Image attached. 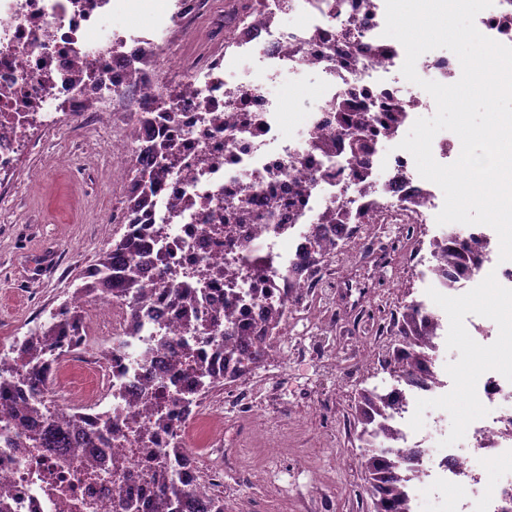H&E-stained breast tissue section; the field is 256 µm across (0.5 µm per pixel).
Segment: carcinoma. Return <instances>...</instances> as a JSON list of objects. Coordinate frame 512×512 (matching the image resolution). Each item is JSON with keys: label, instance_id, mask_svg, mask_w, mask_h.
Returning <instances> with one entry per match:
<instances>
[{"label": "carcinoma", "instance_id": "obj_1", "mask_svg": "<svg viewBox=\"0 0 512 512\" xmlns=\"http://www.w3.org/2000/svg\"><path fill=\"white\" fill-rule=\"evenodd\" d=\"M169 148H156V163L146 173L138 174L145 191L155 192L169 173L164 163ZM448 264H462L469 254L479 248V243H459L448 236V241L436 245ZM141 249L138 235L124 231L112 246L99 253L98 258L80 277L81 283L74 292L92 301L102 297L115 296L132 304L148 303L156 298L165 299L170 306L178 309L186 325L194 331L208 335L222 328L224 322L215 316L199 323V310L195 300L196 289L186 284L174 287L170 284L161 288H150L143 279V272L135 259ZM82 308L74 307L62 313L52 312L46 322L16 344L12 357L0 358V413H8L15 407L14 395L19 387L26 386L35 391L48 382V356L55 351L64 329L75 331L82 323ZM397 327L400 343L388 352V360L382 368L394 380L410 379L422 370L428 350L432 348L435 322L425 317L419 305L411 303L399 309L398 318L393 320ZM271 343L266 336H237L224 345V361L231 370L228 377L243 373L242 366L258 367L268 360ZM400 410V404L388 394L386 388L375 386L364 389L358 395L352 413L353 424L361 426V434H376L385 441L395 437L387 419ZM112 432V417L103 413L96 418L95 427L90 428L84 421L67 416L60 417L47 430H37L28 437L22 447L47 448L68 458H80L91 468H96L93 453L98 436ZM402 457L377 458L369 453L364 455V467L371 484L378 479L385 481L382 495L373 496V512H412L408 490L401 473ZM155 486L153 512H224V497L213 494L205 502L198 503L180 486L178 474L168 463L163 462L151 473Z\"/></svg>", "mask_w": 512, "mask_h": 512}]
</instances>
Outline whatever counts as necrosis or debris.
<instances>
[{
    "mask_svg": "<svg viewBox=\"0 0 512 512\" xmlns=\"http://www.w3.org/2000/svg\"><path fill=\"white\" fill-rule=\"evenodd\" d=\"M139 0H0V199L15 186L24 153L56 129L60 115L79 126L102 113H132L131 124L101 146L113 158L112 183L136 191L135 172L150 169L157 144L177 163L138 213L121 209L114 223L142 231V262H162L170 283H191L204 315L228 316L236 335L271 333L266 311L283 306L336 329V310L363 311L387 268L418 263L422 225L444 201L420 177L398 144L434 100L401 73L405 50L383 36L385 0H176L158 25L199 36L190 51L172 52L168 68L186 79L171 86L144 51L155 35L132 30L122 15ZM485 36L512 46V0H494L475 18ZM418 75L442 84L461 75L456 55H421ZM321 87L312 105L285 131L272 85L289 79ZM168 119L144 125L157 96ZM457 241L478 240L467 271L431 258L430 283L457 299L469 297L479 273L494 282L490 300L512 307V261H500L499 240L485 225H463ZM364 266L365 279L337 275V264ZM78 334L63 332L39 397L15 396L16 413L0 415V501L9 512H116L133 498L151 512V472L179 449L178 479L205 499L224 483L213 449L224 445V411L237 408L253 427L257 393L224 386V337L205 348L216 387L197 386L184 372L182 343L192 336L176 309L159 301L131 309L122 300L83 303ZM468 335L492 363L467 384L478 414L466 445L415 428L420 402L441 424L459 383L440 358L454 341L446 329L433 350L430 375L396 384L406 408L394 420L410 497L437 483L461 489L452 512H503L512 494V336L479 323ZM171 413L168 429L149 428L143 402ZM112 412L105 447L109 477H87L16 441L75 411L87 418Z\"/></svg>",
    "mask_w": 512,
    "mask_h": 512,
    "instance_id": "necrosis-or-debris-1",
    "label": "necrosis or debris"
}]
</instances>
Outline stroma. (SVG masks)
Listing matches in <instances>:
<instances>
[{
    "instance_id": "35a3bbf8",
    "label": "stroma",
    "mask_w": 512,
    "mask_h": 512,
    "mask_svg": "<svg viewBox=\"0 0 512 512\" xmlns=\"http://www.w3.org/2000/svg\"><path fill=\"white\" fill-rule=\"evenodd\" d=\"M111 155L87 140L60 131L56 140L24 158L23 168L39 179L24 183L10 212L0 215V336L28 334L73 291L79 276L120 236L112 212L123 196L113 185ZM395 286H384L393 308L423 300L450 322L494 321L498 308L479 300L461 308L446 293L425 287L413 268L397 264ZM391 336H364L361 343L342 336L309 333L305 354H289L278 385L280 411L266 413L255 436L236 426L224 428V454L241 456L243 466L224 473V512L246 504L250 512H369L364 450L343 424L356 393L388 377L375 362L377 351L394 344ZM334 346L343 365L335 375L322 367L313 347ZM325 392L336 400V414L324 423L313 402ZM296 420L287 430L283 419Z\"/></svg>"
}]
</instances>
